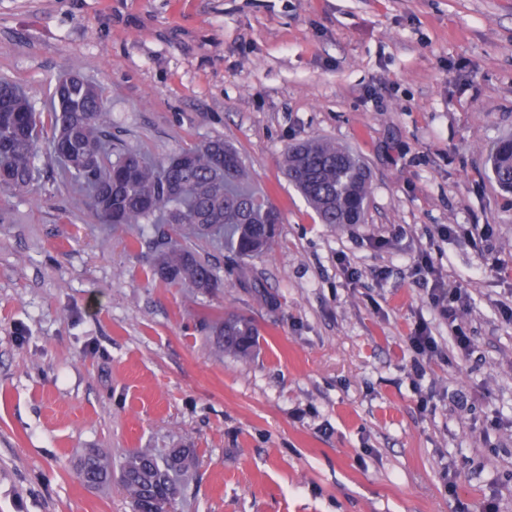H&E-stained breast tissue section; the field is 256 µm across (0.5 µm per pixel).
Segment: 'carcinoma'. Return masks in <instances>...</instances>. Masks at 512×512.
<instances>
[{
    "instance_id": "obj_1",
    "label": "carcinoma",
    "mask_w": 512,
    "mask_h": 512,
    "mask_svg": "<svg viewBox=\"0 0 512 512\" xmlns=\"http://www.w3.org/2000/svg\"><path fill=\"white\" fill-rule=\"evenodd\" d=\"M58 81L51 106L36 111L12 81H0V191L21 192L37 177L39 142L51 129L50 158L65 181L78 187L99 224H165L164 248L152 275L169 286L202 292L219 288L221 279L188 245V238L214 229L229 232L228 249L242 260L273 250L276 208L244 189L249 172L240 154L222 139L185 148L158 163L134 150L112 151L108 112L102 93L77 69ZM284 172L323 224H355L370 192L363 161L342 145L313 138L288 149ZM492 172L512 189V139H504L491 156ZM212 335L226 352L247 356L256 346L257 329L236 314L215 321ZM191 448L129 452L120 483L133 512H163L176 500L178 477L192 470ZM79 478L89 486L112 480L107 455L92 451L80 464Z\"/></svg>"
}]
</instances>
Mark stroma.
<instances>
[{
    "mask_svg": "<svg viewBox=\"0 0 512 512\" xmlns=\"http://www.w3.org/2000/svg\"><path fill=\"white\" fill-rule=\"evenodd\" d=\"M73 66L116 146L223 138L282 220L258 293L194 239L223 273L204 295L153 279L160 230L95 223L46 156L0 194V512H132L81 458L179 446L198 464L173 512H512V191L488 165L512 0H0V78L41 111ZM312 138L368 164L360 223H319L285 177ZM438 276L468 294L463 360ZM228 313L258 328L248 358L204 328ZM423 325L442 353L418 376ZM410 347L415 354L412 360V369L419 375L423 373V364L420 357L439 351V344L434 336L430 335L428 327L423 325L414 336L410 337ZM78 474L83 483L96 486L112 480V466L107 455L91 451L82 460Z\"/></svg>",
    "mask_w": 512,
    "mask_h": 512,
    "instance_id": "35a3bbf8",
    "label": "stroma"
}]
</instances>
